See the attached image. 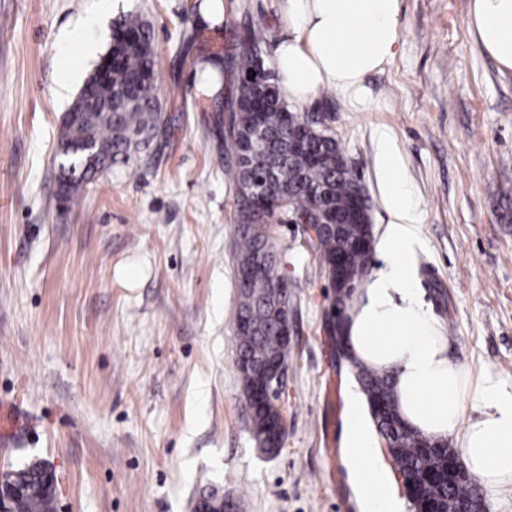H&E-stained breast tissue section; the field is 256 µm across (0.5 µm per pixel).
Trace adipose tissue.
Segmentation results:
<instances>
[{"label":"adipose tissue","mask_w":512,"mask_h":512,"mask_svg":"<svg viewBox=\"0 0 512 512\" xmlns=\"http://www.w3.org/2000/svg\"><path fill=\"white\" fill-rule=\"evenodd\" d=\"M401 0H284L288 35L275 67L283 97L311 103L324 87L359 95L363 77L392 59ZM468 24L484 50L512 69V0H470ZM385 198L395 220L380 233L381 266L372 269L348 312L344 340L365 365L392 374L406 422L435 438H456L467 471L490 493L512 485V380L471 378L448 355V339L415 281L421 246L416 205L397 156L380 138ZM346 444L367 512H401L359 407Z\"/></svg>","instance_id":"adipose-tissue-1"}]
</instances>
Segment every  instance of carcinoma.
I'll list each match as a JSON object with an SVG mask.
<instances>
[{
  "label": "carcinoma",
  "instance_id": "obj_1",
  "mask_svg": "<svg viewBox=\"0 0 512 512\" xmlns=\"http://www.w3.org/2000/svg\"><path fill=\"white\" fill-rule=\"evenodd\" d=\"M114 30L134 39L113 43L112 109L88 96L63 119L60 142L86 147L92 155L88 164L80 154L65 158L75 166L61 179V197L69 201L99 173L120 161L130 162L157 135L160 102L151 27L140 16L128 15ZM262 43L263 38L251 37L232 48L228 58L234 89L224 102L229 113L224 151L230 158L224 174L236 193V260L256 267L237 278L236 355L253 367L252 374L240 375L243 396L248 398L257 395L260 375L270 364L288 359V345L281 336L291 327L293 292L277 287L281 256L271 241L270 224L296 216L322 225L314 235L321 269L330 277L331 267L341 263L348 274L350 287L336 290L334 300L343 320L373 260L372 247L358 245L365 226L372 223L365 186L347 164L335 132L318 136L313 123L282 97L275 71L265 65ZM339 363L350 368L361 387L369 414L404 479L412 512H448L450 500L459 507L479 502L472 479L448 480V453L457 456L458 449L403 421L391 375L364 366L347 350ZM283 420L277 400L252 403L257 447L277 448L284 442ZM0 478L22 486V512H54L56 476L48 472L45 461L3 471Z\"/></svg>",
  "mask_w": 512,
  "mask_h": 512
}]
</instances>
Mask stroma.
Here are the masks:
<instances>
[{"instance_id":"stroma-1","label":"stroma","mask_w":512,"mask_h":512,"mask_svg":"<svg viewBox=\"0 0 512 512\" xmlns=\"http://www.w3.org/2000/svg\"><path fill=\"white\" fill-rule=\"evenodd\" d=\"M0 0V402L24 424L0 441V470L33 458L59 477L56 512H193L201 490L245 512H364L345 445L350 395L326 316L334 290L301 224L273 243L293 284L294 335L278 404L287 436L262 454L236 368L235 193L224 180V114L202 90L200 47L250 36L273 63L282 0ZM469 0H402L392 60L363 98L317 95L372 199L386 135L417 204L419 286L472 374L512 379V71L482 48ZM154 32L159 132L62 204L63 114L106 53L113 24ZM97 43L86 54L87 40Z\"/></svg>"}]
</instances>
